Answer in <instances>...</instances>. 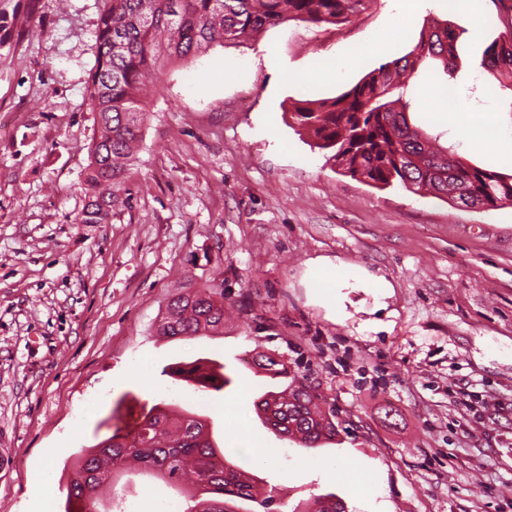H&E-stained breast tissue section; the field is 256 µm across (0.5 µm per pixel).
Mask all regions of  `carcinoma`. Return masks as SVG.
<instances>
[{
    "label": "carcinoma",
    "instance_id": "obj_1",
    "mask_svg": "<svg viewBox=\"0 0 512 512\" xmlns=\"http://www.w3.org/2000/svg\"><path fill=\"white\" fill-rule=\"evenodd\" d=\"M96 32V63L87 93L98 135L89 150L88 202L80 224H105L125 205L124 172L134 158L147 118L141 93L156 66L164 61L199 57L215 45L239 43L290 21L336 25L367 8L370 0H103ZM448 70L456 58L451 25L434 23L407 55L385 63L341 94L305 101L291 119L310 134L316 147L331 152L346 173L382 186L400 184L419 196L435 195L465 206L494 208L512 202V174L471 166L451 146L439 145L410 125V84L423 74L427 59ZM483 67L512 91V40L492 42ZM224 328V292L214 287L180 295L169 304L158 327L173 340L214 336ZM256 370L288 376L280 356L258 352ZM292 400L273 405L277 393L257 397L254 409L265 425L305 448L336 439V409L313 387L291 388ZM201 416L155 405L133 423L112 425V434L81 451L75 477L67 486L64 512L75 503L99 505L96 485H113L129 462L140 474L165 483L188 472L193 488L183 491L190 506L182 512H236L238 500L267 507L273 502L253 477L242 471L210 439ZM293 512H346L334 493L321 495Z\"/></svg>",
    "mask_w": 512,
    "mask_h": 512
}]
</instances>
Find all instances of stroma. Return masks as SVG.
<instances>
[{
    "label": "stroma",
    "instance_id": "stroma-1",
    "mask_svg": "<svg viewBox=\"0 0 512 512\" xmlns=\"http://www.w3.org/2000/svg\"><path fill=\"white\" fill-rule=\"evenodd\" d=\"M392 2L156 68L127 203L80 224L102 2L0 0V512H35L40 498L63 512L73 462L109 435L113 408L129 422L169 401L164 368L198 359L222 363L228 383L185 387L181 407L273 488L270 509L237 512H293L328 493L347 512H512V204L369 185L290 119L448 23L457 58L448 73L429 61L439 87L411 88L409 122L471 165L512 171V155L460 146L443 113L448 94L472 124L489 112L512 124V92L481 66L512 38V0H415L398 32ZM352 52L360 61L339 75L297 82L315 59ZM323 268L352 277L321 288ZM208 285L231 312L223 334L160 338L174 295ZM259 351L279 354L287 377L254 375ZM298 380L334 404L335 442L303 448L257 417L258 396ZM336 462L346 475H325ZM119 485L124 512L177 496L134 472Z\"/></svg>",
    "mask_w": 512,
    "mask_h": 512
}]
</instances>
